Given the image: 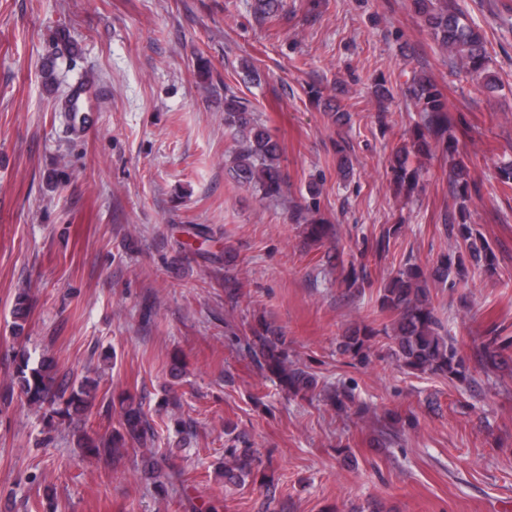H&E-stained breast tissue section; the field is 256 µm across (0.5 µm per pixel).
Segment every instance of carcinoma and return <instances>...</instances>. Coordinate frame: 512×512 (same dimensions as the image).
<instances>
[{
	"instance_id": "carcinoma-1",
	"label": "carcinoma",
	"mask_w": 512,
	"mask_h": 512,
	"mask_svg": "<svg viewBox=\"0 0 512 512\" xmlns=\"http://www.w3.org/2000/svg\"><path fill=\"white\" fill-rule=\"evenodd\" d=\"M411 7L439 47L453 53L467 73L482 78L487 89L497 88L490 73L491 56L483 36L464 21L458 6L451 0H411ZM409 89L424 112V128L416 130L410 139L393 150L390 160L393 183L398 193L412 197L419 186L421 166H412L411 158L430 155L433 142L448 152V180L456 204L445 216V223L448 224V234L456 237L458 249L448 255L433 274L445 281L450 279L455 285L466 277L469 262L483 266L488 272L495 270L496 255L493 245L470 222L469 202L477 188L469 181L465 155L448 137L450 119L441 91L431 79L417 74L410 79ZM224 125L238 137V147L229 167L233 177L264 198L281 197L288 187V178L281 168L280 146L241 98L233 94L224 95ZM317 198V190L309 188V201L296 206L291 220L304 225L308 245L321 247L335 238V230L330 224L307 218L318 211ZM400 230L398 224L384 226L369 248L377 255L389 253ZM428 277L429 273L420 266L409 261L402 264L383 283L379 294L380 311L393 316L390 326L380 330L362 323L341 336L339 351L353 359L365 360L377 338L383 335L392 340L390 356L407 370L464 382L471 380L472 366L489 373L512 361V335L498 326L480 338L471 355L459 354L448 343V332L432 303ZM338 285L351 295L372 285L367 265L350 261L343 269ZM27 314V295L21 292L15 298L13 310V330L18 337L24 333ZM250 333V357L259 370L275 377L289 396L308 400L321 393L339 412L367 410L356 401L352 389L322 386L316 374L294 364L289 359L288 337L279 327L259 320L250 326ZM17 386L30 403L39 406L46 402L57 404L59 413L70 417L94 404L99 383L87 376L70 378L46 360L30 369L24 360L18 366ZM149 432L142 402L128 395L120 401L118 428L107 436H92L85 432L78 437L77 444L99 460L114 462L127 447L146 445ZM218 477L226 484L249 481L264 486L268 483L259 449L251 447L240 434L228 440L224 448V468L218 472Z\"/></svg>"
}]
</instances>
